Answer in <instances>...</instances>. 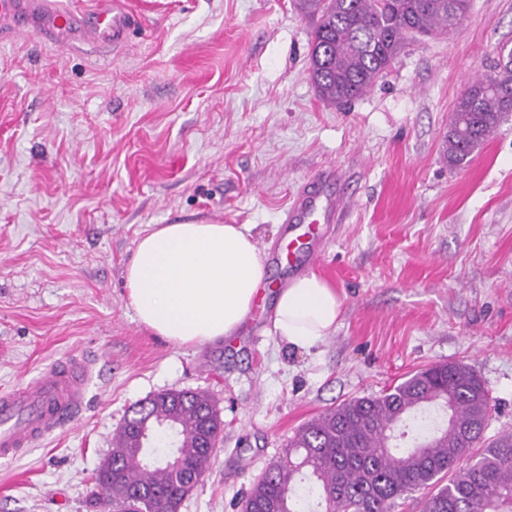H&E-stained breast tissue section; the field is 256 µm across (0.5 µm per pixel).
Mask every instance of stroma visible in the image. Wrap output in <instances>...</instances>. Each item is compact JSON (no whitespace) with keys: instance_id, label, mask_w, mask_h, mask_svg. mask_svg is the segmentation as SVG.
Segmentation results:
<instances>
[{"instance_id":"35a3bbf8","label":"stroma","mask_w":512,"mask_h":512,"mask_svg":"<svg viewBox=\"0 0 512 512\" xmlns=\"http://www.w3.org/2000/svg\"><path fill=\"white\" fill-rule=\"evenodd\" d=\"M120 2L133 21L116 50L0 39V391L97 358L79 417L0 461V512H101L113 433L163 390L206 392L224 421L181 512H240L304 423L434 363L483 380L485 441L512 432V116L463 167L443 149L465 85L512 49V0L407 38L341 108L309 80L295 0ZM331 168L342 213L308 242L343 299L330 336L302 351L271 334L291 277L273 263L235 336L179 347L138 323L124 273L155 225L249 224L269 256Z\"/></svg>"}]
</instances>
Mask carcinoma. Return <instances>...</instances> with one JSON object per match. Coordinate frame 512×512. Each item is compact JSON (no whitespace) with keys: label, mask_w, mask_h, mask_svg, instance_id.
<instances>
[{"label":"carcinoma","mask_w":512,"mask_h":512,"mask_svg":"<svg viewBox=\"0 0 512 512\" xmlns=\"http://www.w3.org/2000/svg\"><path fill=\"white\" fill-rule=\"evenodd\" d=\"M316 19L309 79L334 105L362 96L392 64L407 36L447 38L471 0H297ZM512 113V51L468 82L456 101L444 156L462 167ZM491 398L461 363H438L377 395L329 408L297 430L284 453L245 497L242 512H389L394 500L448 478L423 512H512V433L462 462L483 439ZM121 425L98 469V504L110 512H180L215 458L224 421L212 400L166 390ZM179 427L187 444L170 464L149 435ZM413 434V446L400 441Z\"/></svg>","instance_id":"obj_1"}]
</instances>
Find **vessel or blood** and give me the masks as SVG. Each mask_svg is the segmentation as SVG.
Instances as JSON below:
<instances>
[{"label":"vessel or blood","instance_id":"obj_1","mask_svg":"<svg viewBox=\"0 0 512 512\" xmlns=\"http://www.w3.org/2000/svg\"><path fill=\"white\" fill-rule=\"evenodd\" d=\"M130 17L112 0H97L88 13L62 0H0V35L34 34L59 48L76 44L120 47L128 37ZM339 209L334 199L308 193L298 197L284 221L295 225L332 223ZM311 256L301 236H289L287 252L277 263L302 267ZM92 360L71 355L53 364L42 377L0 395V459L19 457L47 434L75 418L84 408Z\"/></svg>","mask_w":512,"mask_h":512}]
</instances>
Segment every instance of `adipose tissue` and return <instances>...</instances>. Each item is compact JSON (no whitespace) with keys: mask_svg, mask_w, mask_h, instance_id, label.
I'll return each instance as SVG.
<instances>
[{"mask_svg":"<svg viewBox=\"0 0 512 512\" xmlns=\"http://www.w3.org/2000/svg\"><path fill=\"white\" fill-rule=\"evenodd\" d=\"M127 300L140 324L179 345L234 335L260 290L266 268L248 224H164L142 237L125 270ZM342 300L310 272L280 288L272 331L307 350L336 327Z\"/></svg>","mask_w":512,"mask_h":512,"instance_id":"obj_1","label":"adipose tissue"}]
</instances>
